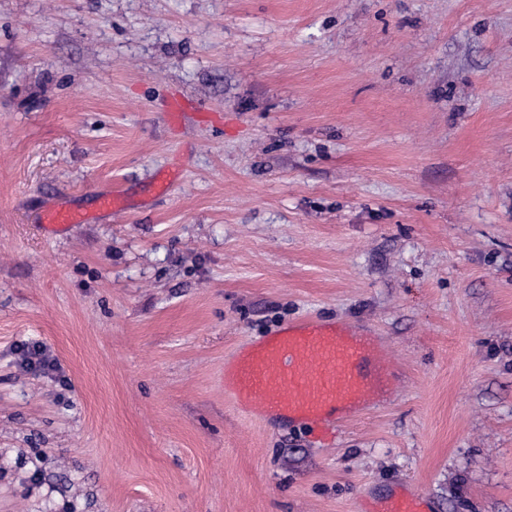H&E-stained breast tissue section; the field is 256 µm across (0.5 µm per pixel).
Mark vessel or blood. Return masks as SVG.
I'll use <instances>...</instances> for the list:
<instances>
[{"mask_svg":"<svg viewBox=\"0 0 512 512\" xmlns=\"http://www.w3.org/2000/svg\"><path fill=\"white\" fill-rule=\"evenodd\" d=\"M42 220L48 231L60 232L82 217L60 203ZM390 383L373 335L318 319L279 326L224 368V390L241 409L284 427L344 423L384 396Z\"/></svg>","mask_w":512,"mask_h":512,"instance_id":"vessel-or-blood-1","label":"vessel or blood"}]
</instances>
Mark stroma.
Instances as JSON below:
<instances>
[{
	"label": "stroma",
	"instance_id": "35a3bbf8",
	"mask_svg": "<svg viewBox=\"0 0 512 512\" xmlns=\"http://www.w3.org/2000/svg\"><path fill=\"white\" fill-rule=\"evenodd\" d=\"M308 318L394 376L322 438L224 394ZM395 492L512 512V0H0V512ZM42 220L48 231L60 232L70 229L74 224H80L82 217L78 211L60 203L48 207L42 216ZM22 364L27 369L43 373L59 370L56 360L50 356L46 348L40 345H33L32 348L27 347L23 351Z\"/></svg>",
	"mask_w": 512,
	"mask_h": 512
}]
</instances>
